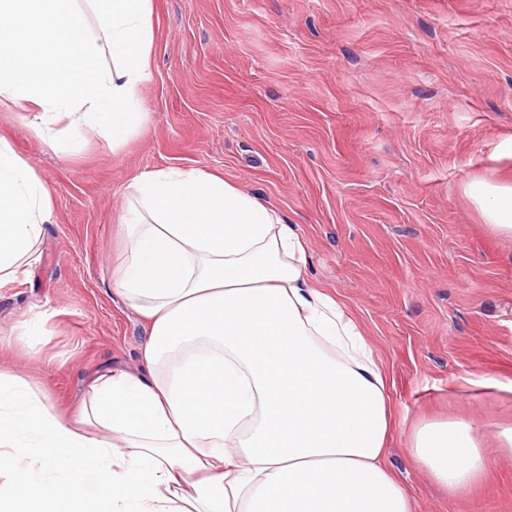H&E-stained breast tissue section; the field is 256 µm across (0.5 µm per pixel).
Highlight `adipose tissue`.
Instances as JSON below:
<instances>
[{"label":"adipose tissue","instance_id":"adipose-tissue-1","mask_svg":"<svg viewBox=\"0 0 512 512\" xmlns=\"http://www.w3.org/2000/svg\"><path fill=\"white\" fill-rule=\"evenodd\" d=\"M95 10L94 34L77 0H0V104L32 113L42 139L82 127L117 147L144 123L151 0ZM126 193L112 288L148 323L142 366L99 374L73 421L0 373V512H412L385 464L386 375L309 281L296 228L198 169L148 172ZM467 193L512 236V181ZM52 216L49 189L0 139V285L27 273ZM476 431L428 422L409 453L454 496L488 469Z\"/></svg>","mask_w":512,"mask_h":512}]
</instances>
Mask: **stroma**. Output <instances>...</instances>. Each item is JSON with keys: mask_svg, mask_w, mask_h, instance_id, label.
I'll return each mask as SVG.
<instances>
[{"mask_svg": "<svg viewBox=\"0 0 512 512\" xmlns=\"http://www.w3.org/2000/svg\"><path fill=\"white\" fill-rule=\"evenodd\" d=\"M151 25L147 119L121 147L42 140L0 106L54 198L29 275L0 288V372L72 415L95 375L138 370L146 324L112 291L123 193L216 173L296 225L310 280L363 331L413 512H512V458L448 497L408 453L425 421H474L491 451L512 427V238L466 192L512 179V0H152Z\"/></svg>", "mask_w": 512, "mask_h": 512, "instance_id": "35a3bbf8", "label": "stroma"}]
</instances>
